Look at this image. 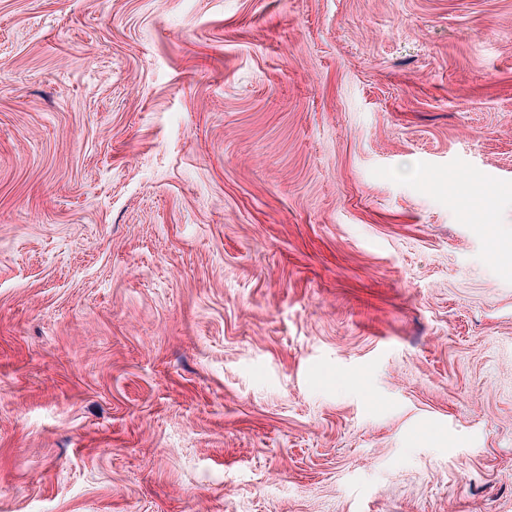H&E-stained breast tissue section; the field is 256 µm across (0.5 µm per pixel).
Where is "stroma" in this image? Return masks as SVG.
<instances>
[{"instance_id": "35a3bbf8", "label": "stroma", "mask_w": 512, "mask_h": 512, "mask_svg": "<svg viewBox=\"0 0 512 512\" xmlns=\"http://www.w3.org/2000/svg\"><path fill=\"white\" fill-rule=\"evenodd\" d=\"M0 512H512V0H0Z\"/></svg>"}]
</instances>
